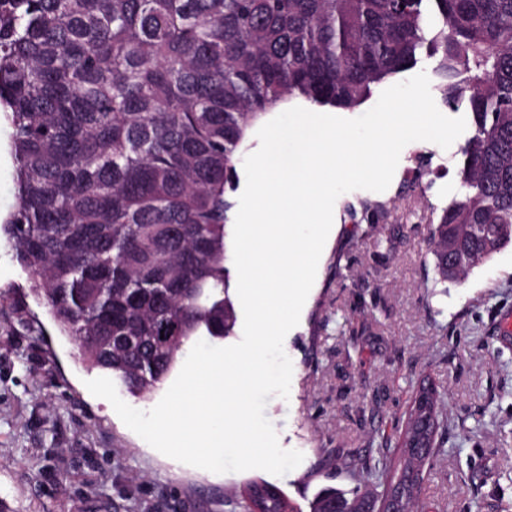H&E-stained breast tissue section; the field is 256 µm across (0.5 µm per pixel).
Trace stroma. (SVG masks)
I'll return each instance as SVG.
<instances>
[{
    "mask_svg": "<svg viewBox=\"0 0 512 512\" xmlns=\"http://www.w3.org/2000/svg\"><path fill=\"white\" fill-rule=\"evenodd\" d=\"M406 145L390 186L354 190L334 205L336 230L296 327L288 398L265 415L302 463L278 477L215 474L171 459L131 431L86 387L102 371L29 294L27 274L0 236V512H242L251 479L281 488L297 512L322 489L360 484L328 466L330 453L375 452L420 376L445 392L447 443L419 499L427 512H512V346L496 317L512 312V244L466 276L440 281L427 262L418 213L461 193V149ZM10 126L0 112V220L17 203ZM379 205L368 221L364 204Z\"/></svg>",
    "mask_w": 512,
    "mask_h": 512,
    "instance_id": "1",
    "label": "stroma"
}]
</instances>
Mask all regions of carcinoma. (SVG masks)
<instances>
[{
  "label": "carcinoma",
  "instance_id": "1",
  "mask_svg": "<svg viewBox=\"0 0 512 512\" xmlns=\"http://www.w3.org/2000/svg\"><path fill=\"white\" fill-rule=\"evenodd\" d=\"M421 54L474 128L461 195L421 216L445 282L448 237L457 279L512 243V0H0L18 185L0 230L31 295L82 360L153 392L188 343L235 325L226 193L252 128L287 100L354 108ZM443 400L420 381L381 457L338 448L330 466L383 495L388 444L438 455ZM365 506L326 490L310 512Z\"/></svg>",
  "mask_w": 512,
  "mask_h": 512
}]
</instances>
